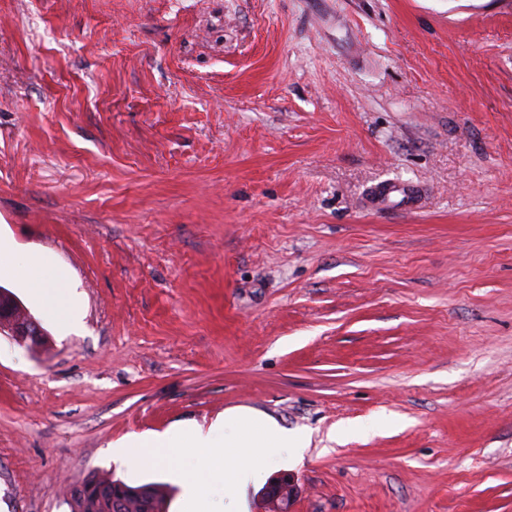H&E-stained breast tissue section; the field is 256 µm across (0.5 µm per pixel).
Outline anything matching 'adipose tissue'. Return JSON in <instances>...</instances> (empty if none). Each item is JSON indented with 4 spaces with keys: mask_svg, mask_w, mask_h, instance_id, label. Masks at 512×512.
Segmentation results:
<instances>
[{
    "mask_svg": "<svg viewBox=\"0 0 512 512\" xmlns=\"http://www.w3.org/2000/svg\"><path fill=\"white\" fill-rule=\"evenodd\" d=\"M16 277L40 304L45 313L61 327H69L79 318V305L66 273L47 255L18 253L0 238V271ZM306 438L299 432L280 426L272 417L251 410L225 412L223 420L209 429L180 427L153 439L128 438L113 443L117 457L144 463V448L170 450L172 458L191 451L224 479V494L237 499L241 485L257 478L289 449L304 447Z\"/></svg>",
    "mask_w": 512,
    "mask_h": 512,
    "instance_id": "1",
    "label": "adipose tissue"
}]
</instances>
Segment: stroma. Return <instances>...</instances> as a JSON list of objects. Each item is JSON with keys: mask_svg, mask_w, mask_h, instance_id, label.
Listing matches in <instances>:
<instances>
[{"mask_svg": "<svg viewBox=\"0 0 512 512\" xmlns=\"http://www.w3.org/2000/svg\"><path fill=\"white\" fill-rule=\"evenodd\" d=\"M0 237L81 306L0 275V512H221L111 445L236 408L308 438L240 512H512V0H0ZM16 277L40 304L45 313L61 327H69L79 318V305L66 273L43 253L19 254L0 237V271ZM5 332L20 344L28 340L35 343L43 335L39 324L31 317L0 308V334ZM122 484V485H112ZM80 485H93L96 488H102L105 491L112 492V511L127 512L132 502L141 499L145 489L132 490L124 487L148 488L149 495L145 504L138 503L134 512H166L168 503V491L166 486L161 484H144L139 486H130L119 480H115L107 473L98 471L89 472L81 481L72 488L71 498L68 503L70 512H111L108 495L102 494L100 498H93L92 495L85 494L80 490ZM146 510H143L145 509ZM179 477L187 488L181 505L182 510L179 512H215L212 511L213 505L199 484L187 482L182 472H179ZM296 492V486L290 477H277L262 491L261 500L265 506L260 512H288Z\"/></svg>", "mask_w": 512, "mask_h": 512, "instance_id": "obj_1", "label": "stroma"}]
</instances>
